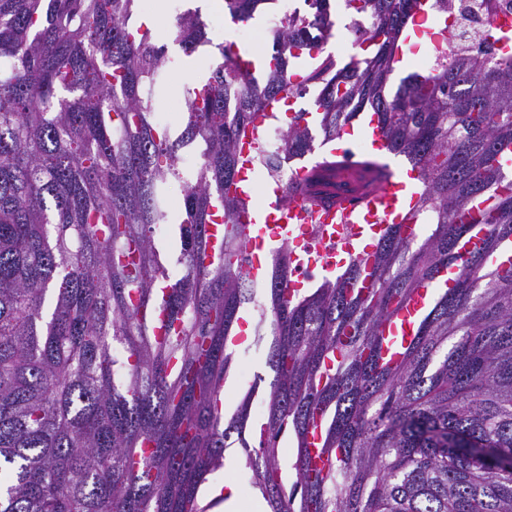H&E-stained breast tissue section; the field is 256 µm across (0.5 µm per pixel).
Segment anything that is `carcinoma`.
<instances>
[{
    "instance_id": "obj_1",
    "label": "carcinoma",
    "mask_w": 512,
    "mask_h": 512,
    "mask_svg": "<svg viewBox=\"0 0 512 512\" xmlns=\"http://www.w3.org/2000/svg\"><path fill=\"white\" fill-rule=\"evenodd\" d=\"M345 2L372 20L363 57H316L308 28L333 3L306 0L271 55L218 45L172 135L154 115L173 60L132 24L136 0H0V512H206L198 488L233 435L268 512H512V470L499 462L512 453V55H457L391 97L415 0ZM268 3L224 0V14L246 23ZM170 37L187 57L212 43L196 10ZM309 87L283 153L312 152L315 129L333 143L371 112L386 149L418 172L405 220L435 228L413 248L391 224L370 263L291 296L296 262L278 250L258 311L275 336L255 445L252 394L231 418L223 410L226 342L255 284L238 148L271 104ZM158 224L179 243L178 277L157 256ZM480 224L481 246L461 258ZM453 266V285L385 359L387 323Z\"/></svg>"
}]
</instances>
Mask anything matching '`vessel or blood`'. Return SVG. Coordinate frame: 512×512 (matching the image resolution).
Returning a JSON list of instances; mask_svg holds the SVG:
<instances>
[{"instance_id":"vessel-or-blood-1","label":"vessel or blood","mask_w":512,"mask_h":512,"mask_svg":"<svg viewBox=\"0 0 512 512\" xmlns=\"http://www.w3.org/2000/svg\"><path fill=\"white\" fill-rule=\"evenodd\" d=\"M256 133H248L240 148V172L235 190L242 199H250L255 182L253 180V155ZM337 163L321 171L318 191L333 195L336 203L324 208L308 206L306 199H298L293 205L273 201L263 207L252 208L245 217L252 227L254 241L269 239L279 241L286 238L294 220L306 224H327L332 218H341L336 240L343 252L359 253L370 257L374 247L372 241L378 238L387 225L403 223L406 203L402 196L406 181L416 178V171L397 173L387 180H379L375 173L365 171L353 163L343 150H336ZM430 289L420 288L402 307L397 318L385 329L390 348L406 344L413 335L419 312L425 307Z\"/></svg>"}]
</instances>
